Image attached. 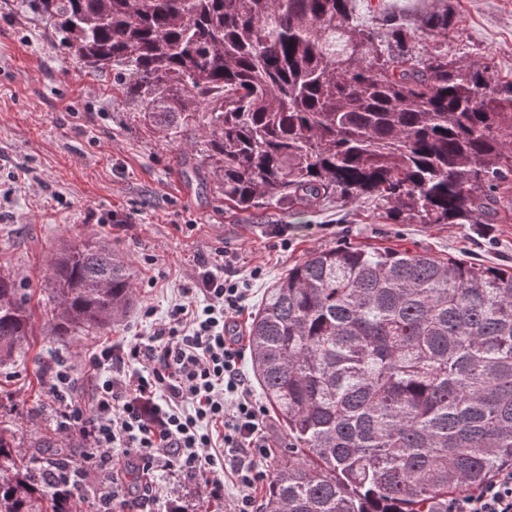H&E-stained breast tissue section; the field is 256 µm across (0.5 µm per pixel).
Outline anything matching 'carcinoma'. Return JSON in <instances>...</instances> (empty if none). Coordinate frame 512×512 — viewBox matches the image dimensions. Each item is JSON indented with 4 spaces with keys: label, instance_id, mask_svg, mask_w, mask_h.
Masks as SVG:
<instances>
[{
    "label": "carcinoma",
    "instance_id": "cac0c4a2",
    "mask_svg": "<svg viewBox=\"0 0 512 512\" xmlns=\"http://www.w3.org/2000/svg\"><path fill=\"white\" fill-rule=\"evenodd\" d=\"M350 0H21L144 124L208 116L204 162L224 206L379 202L395 224H489L512 212V78L354 22ZM448 10L422 33L448 40ZM50 294L62 340L134 301L105 246L70 245ZM31 294L0 274V354L33 335ZM253 377L288 427L264 512H448L512 468V266L366 246L316 250L265 292ZM17 462L0 430V512H73L70 449Z\"/></svg>",
    "mask_w": 512,
    "mask_h": 512
}]
</instances>
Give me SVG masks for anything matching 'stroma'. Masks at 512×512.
<instances>
[{"instance_id": "obj_1", "label": "stroma", "mask_w": 512, "mask_h": 512, "mask_svg": "<svg viewBox=\"0 0 512 512\" xmlns=\"http://www.w3.org/2000/svg\"><path fill=\"white\" fill-rule=\"evenodd\" d=\"M20 0H0V273L29 288L40 305L22 354L0 360V426L17 452L31 456L41 433L55 429L40 380L69 366L74 396L93 397L89 354L151 336L183 289L202 287L231 258L251 281L247 306L231 326L247 336L268 286L308 253L349 243L414 248L431 254L512 265V220L489 225L390 224L376 202L326 200L301 213L288 208L230 210L199 156L206 129L172 137L144 125L137 102L112 87V72L93 76L72 59L49 25ZM450 7L457 31L450 58L512 75V0H352L364 27L385 42L386 14L418 25L426 11ZM286 225V237L274 235ZM97 241L134 275L136 301L107 331L76 330L65 340L54 324L45 286L53 260L69 244ZM238 491L214 500L184 480L162 491L153 512H233Z\"/></svg>"}]
</instances>
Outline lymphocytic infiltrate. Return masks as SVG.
Returning a JSON list of instances; mask_svg holds the SVG:
<instances>
[{
  "label": "lymphocytic infiltrate",
  "mask_w": 512,
  "mask_h": 512,
  "mask_svg": "<svg viewBox=\"0 0 512 512\" xmlns=\"http://www.w3.org/2000/svg\"><path fill=\"white\" fill-rule=\"evenodd\" d=\"M248 280L210 275L202 307L175 305L153 336L93 354L88 364L101 374L93 407L70 400L68 370L45 378L48 398L62 408L60 430L86 442L84 463L100 471L119 453L145 477L131 512H152L161 473L201 477L213 499L233 476L235 512H255L251 491L267 476L266 410L241 370L242 345L226 334ZM448 512H512V470L451 499Z\"/></svg>",
  "instance_id": "lymphocytic-infiltrate-1"
}]
</instances>
